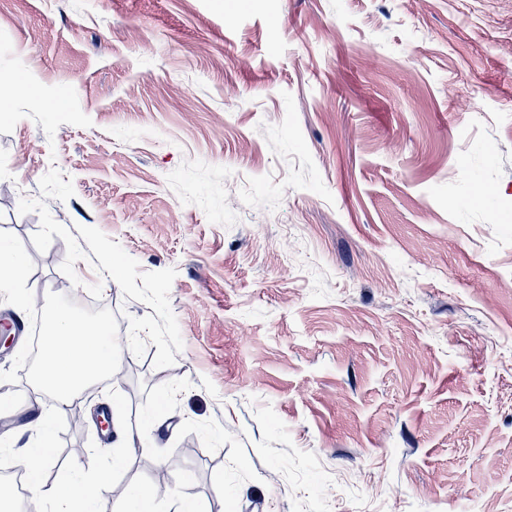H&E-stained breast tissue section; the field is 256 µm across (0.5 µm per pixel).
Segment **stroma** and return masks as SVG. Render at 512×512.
Segmentation results:
<instances>
[{
    "instance_id": "stroma-1",
    "label": "stroma",
    "mask_w": 512,
    "mask_h": 512,
    "mask_svg": "<svg viewBox=\"0 0 512 512\" xmlns=\"http://www.w3.org/2000/svg\"><path fill=\"white\" fill-rule=\"evenodd\" d=\"M1 244L119 326L47 483L107 409L159 512H512V0H0Z\"/></svg>"
}]
</instances>
